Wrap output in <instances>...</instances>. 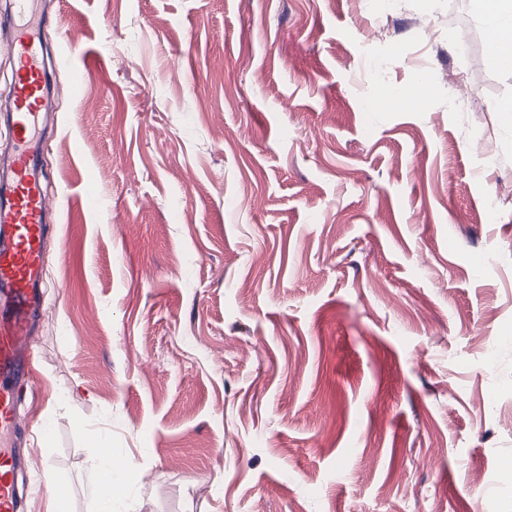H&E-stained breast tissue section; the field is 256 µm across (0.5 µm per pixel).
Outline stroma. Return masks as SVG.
<instances>
[{
	"label": "stroma",
	"instance_id": "1",
	"mask_svg": "<svg viewBox=\"0 0 512 512\" xmlns=\"http://www.w3.org/2000/svg\"><path fill=\"white\" fill-rule=\"evenodd\" d=\"M44 8L82 75L28 512H94L104 453L118 512H512V72L458 49L473 0ZM93 471L94 478L88 484L87 494L97 503L99 511L112 512L115 483L121 478L122 472L116 471L108 454L98 457Z\"/></svg>",
	"mask_w": 512,
	"mask_h": 512
}]
</instances>
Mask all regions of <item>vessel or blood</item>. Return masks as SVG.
Segmentation results:
<instances>
[{
  "mask_svg": "<svg viewBox=\"0 0 512 512\" xmlns=\"http://www.w3.org/2000/svg\"><path fill=\"white\" fill-rule=\"evenodd\" d=\"M50 16L40 0H12L6 47L18 64L12 102L4 114L13 153L0 166V437L23 427L22 382H34L42 363L35 320L44 305V246L52 206L43 188L38 143L40 103L53 51L40 37ZM31 459L0 448V512H22L20 480Z\"/></svg>",
  "mask_w": 512,
  "mask_h": 512,
  "instance_id": "1",
  "label": "vessel or blood"
}]
</instances>
